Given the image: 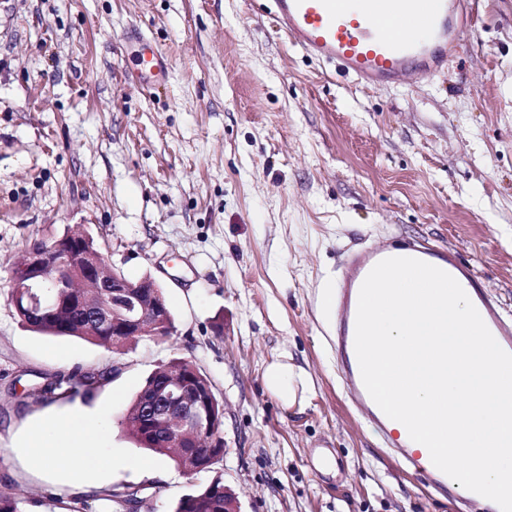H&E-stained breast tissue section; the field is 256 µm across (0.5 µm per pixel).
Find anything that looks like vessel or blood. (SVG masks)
<instances>
[{"label": "vessel or blood", "instance_id": "vessel-or-blood-1", "mask_svg": "<svg viewBox=\"0 0 512 512\" xmlns=\"http://www.w3.org/2000/svg\"><path fill=\"white\" fill-rule=\"evenodd\" d=\"M279 32L318 61L337 67L358 82L382 86L413 71L444 69L472 33L484 0H265ZM390 257H411L434 265L476 289V308L499 345L512 352V320L499 303L481 292L480 279L457 254L427 240L405 238L388 247L353 255L335 299L336 347L343 359L349 391L380 431L391 424L368 394L355 352V327L361 285L371 269ZM407 466L423 472L430 485L444 490L449 478L429 453L410 438L392 442Z\"/></svg>", "mask_w": 512, "mask_h": 512}]
</instances>
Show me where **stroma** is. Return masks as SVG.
I'll list each match as a JSON object with an SVG mask.
<instances>
[{"label":"stroma","mask_w":512,"mask_h":512,"mask_svg":"<svg viewBox=\"0 0 512 512\" xmlns=\"http://www.w3.org/2000/svg\"><path fill=\"white\" fill-rule=\"evenodd\" d=\"M169 63L143 87L138 37ZM91 235L175 320L114 353L24 327L8 301L25 246ZM421 237L471 265L512 317V0H490L437 72L365 87L308 57L254 0H0V490L25 512H113L15 460L28 423L83 413L114 456L146 459L120 423L176 356L224 405V456L184 476L118 469L171 512L214 478L242 512H452L351 405L327 341L328 290L354 245ZM309 385L284 404L275 361ZM110 372L91 397L37 404L65 367ZM265 382L268 389L279 396L286 404H293L297 397L298 386L304 392L308 384L306 372L288 362L276 361L265 371Z\"/></svg>","instance_id":"35a3bbf8"}]
</instances>
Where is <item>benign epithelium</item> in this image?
<instances>
[{
    "mask_svg": "<svg viewBox=\"0 0 512 512\" xmlns=\"http://www.w3.org/2000/svg\"><path fill=\"white\" fill-rule=\"evenodd\" d=\"M88 238L87 233L68 234L48 244H30L23 271L18 276L10 273L9 287L48 286L62 292L75 287L77 279L99 271L100 255L83 247ZM103 287L112 289V313L104 312L93 322L102 325L112 319V335L171 336L176 332L163 292L151 277L132 282L114 268ZM201 378L203 374L195 366L188 374L174 369L164 380L161 399L148 402V425L166 428L173 448H182L189 441L198 448L201 436L209 448L224 447L223 426L210 425L216 405L212 390L189 396L191 380Z\"/></svg>",
    "mask_w": 512,
    "mask_h": 512,
    "instance_id": "benign-epithelium-1",
    "label": "benign epithelium"
}]
</instances>
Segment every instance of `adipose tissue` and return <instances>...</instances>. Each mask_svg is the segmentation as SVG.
I'll list each match as a JSON object with an SVG mask.
<instances>
[{
	"mask_svg": "<svg viewBox=\"0 0 512 512\" xmlns=\"http://www.w3.org/2000/svg\"><path fill=\"white\" fill-rule=\"evenodd\" d=\"M268 389L286 404H293L298 388L306 387V372L290 363L276 361L265 371ZM97 426L88 418L74 416L29 426L16 461L27 473L60 485L89 491L111 479L117 466L111 453L99 450Z\"/></svg>",
	"mask_w": 512,
	"mask_h": 512,
	"instance_id": "1",
	"label": "adipose tissue"
}]
</instances>
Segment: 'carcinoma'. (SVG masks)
<instances>
[{
	"label": "carcinoma",
	"mask_w": 512,
	"mask_h": 512,
	"mask_svg": "<svg viewBox=\"0 0 512 512\" xmlns=\"http://www.w3.org/2000/svg\"><path fill=\"white\" fill-rule=\"evenodd\" d=\"M52 288H12L9 296L20 321L35 332L53 335L78 337L108 349L122 350L135 340L133 336L118 337L110 332L89 331L78 315L70 312L68 298H54ZM108 374L101 371H74L59 374L29 386L27 395L35 402H53L60 398H72L79 392L88 395L93 389L105 384ZM159 389V377L152 375L130 401L121 418V425L139 447L164 455L160 435L149 434L142 424V407L145 397ZM224 455L222 448H194L190 454L173 453L175 466L182 472L193 468L192 474L207 471ZM0 512H25L22 500L11 493L0 491ZM172 512H224V484L215 480L197 489L194 493L178 501Z\"/></svg>",
	"instance_id": "1"
}]
</instances>
